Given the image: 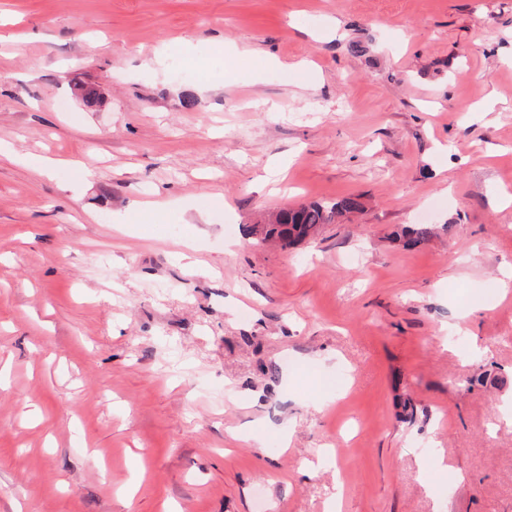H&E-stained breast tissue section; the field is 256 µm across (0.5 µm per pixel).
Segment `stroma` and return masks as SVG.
I'll return each mask as SVG.
<instances>
[{
	"mask_svg": "<svg viewBox=\"0 0 512 512\" xmlns=\"http://www.w3.org/2000/svg\"><path fill=\"white\" fill-rule=\"evenodd\" d=\"M509 271L512 0H0V512H512ZM363 208L359 196L344 197L336 202L314 201L287 206L271 214L266 224L252 228V235L260 234L256 236L258 242L271 240L293 246L313 235L320 225L332 224L337 218Z\"/></svg>",
	"mask_w": 512,
	"mask_h": 512,
	"instance_id": "35a3bbf8",
	"label": "stroma"
}]
</instances>
